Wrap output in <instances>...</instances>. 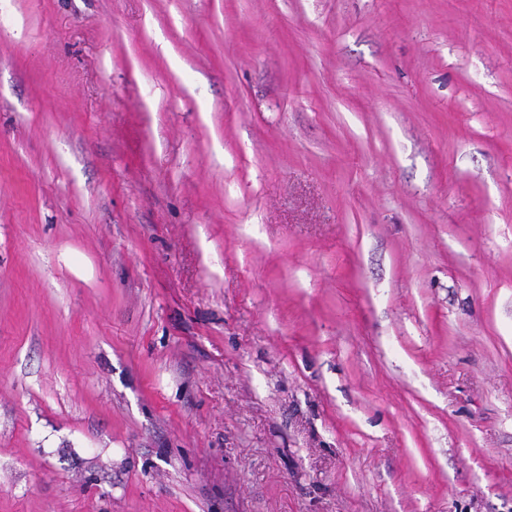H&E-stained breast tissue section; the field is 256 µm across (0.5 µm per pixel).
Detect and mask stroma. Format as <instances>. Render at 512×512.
Instances as JSON below:
<instances>
[{
  "mask_svg": "<svg viewBox=\"0 0 512 512\" xmlns=\"http://www.w3.org/2000/svg\"><path fill=\"white\" fill-rule=\"evenodd\" d=\"M0 512H512V0H0Z\"/></svg>",
  "mask_w": 512,
  "mask_h": 512,
  "instance_id": "stroma-1",
  "label": "stroma"
}]
</instances>
